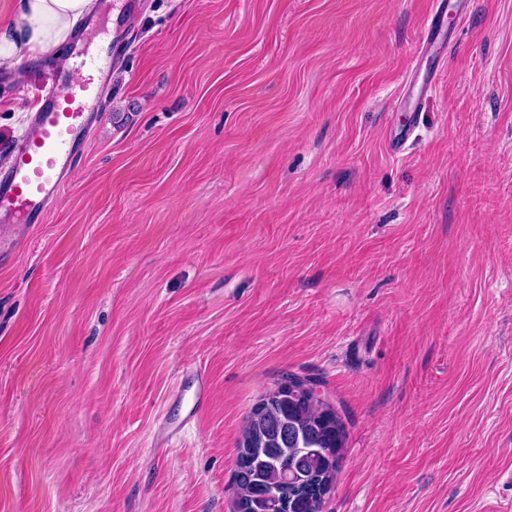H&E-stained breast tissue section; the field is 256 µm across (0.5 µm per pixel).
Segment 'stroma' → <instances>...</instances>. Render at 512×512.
<instances>
[{
	"instance_id": "35a3bbf8",
	"label": "stroma",
	"mask_w": 512,
	"mask_h": 512,
	"mask_svg": "<svg viewBox=\"0 0 512 512\" xmlns=\"http://www.w3.org/2000/svg\"><path fill=\"white\" fill-rule=\"evenodd\" d=\"M447 9L115 0L82 27L125 46L104 114L44 219L0 223V512H231L291 375L348 432L323 512H512V0L421 54ZM50 76L0 75V141Z\"/></svg>"
}]
</instances>
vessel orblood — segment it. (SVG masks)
<instances>
[{"label": "vessel or blood", "mask_w": 512, "mask_h": 512, "mask_svg": "<svg viewBox=\"0 0 512 512\" xmlns=\"http://www.w3.org/2000/svg\"><path fill=\"white\" fill-rule=\"evenodd\" d=\"M73 55L84 58L87 76L70 69L42 86L32 133L0 145L13 158L9 169L0 172L1 220L43 217L64 185L79 135L101 118L110 63L98 55L84 57L78 48Z\"/></svg>", "instance_id": "vessel-or-blood-1"}]
</instances>
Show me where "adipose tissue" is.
Instances as JSON below:
<instances>
[{"mask_svg":"<svg viewBox=\"0 0 512 512\" xmlns=\"http://www.w3.org/2000/svg\"><path fill=\"white\" fill-rule=\"evenodd\" d=\"M90 9L91 0H15L10 19L0 24V72L25 59L69 66L63 47Z\"/></svg>","mask_w":512,"mask_h":512,"instance_id":"obj_1","label":"adipose tissue"}]
</instances>
